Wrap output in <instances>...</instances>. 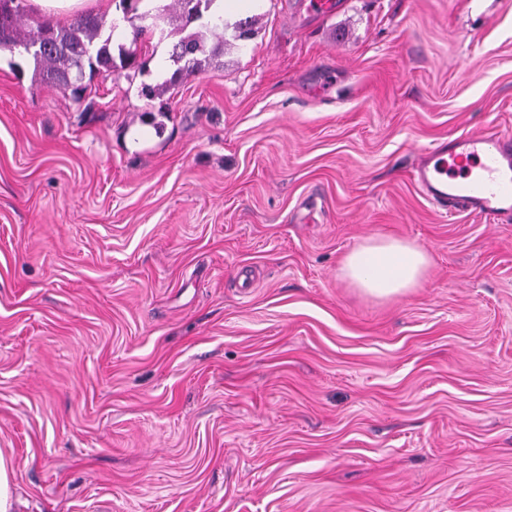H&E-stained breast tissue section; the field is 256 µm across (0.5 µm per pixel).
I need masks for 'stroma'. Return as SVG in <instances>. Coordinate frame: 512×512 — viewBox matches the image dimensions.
Here are the masks:
<instances>
[{"label":"stroma","mask_w":512,"mask_h":512,"mask_svg":"<svg viewBox=\"0 0 512 512\" xmlns=\"http://www.w3.org/2000/svg\"><path fill=\"white\" fill-rule=\"evenodd\" d=\"M260 0L161 96L0 52V455L23 512H512V221L413 172L512 133V0ZM423 245L400 297L340 279ZM426 248L398 238L369 237L343 258L339 276L352 288L377 299H391L417 288L426 278Z\"/></svg>","instance_id":"1"}]
</instances>
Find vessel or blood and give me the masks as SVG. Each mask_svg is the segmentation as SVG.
<instances>
[{
	"label": "vessel or blood",
	"instance_id": "obj_1",
	"mask_svg": "<svg viewBox=\"0 0 512 512\" xmlns=\"http://www.w3.org/2000/svg\"><path fill=\"white\" fill-rule=\"evenodd\" d=\"M415 176L432 203L452 211L469 208L492 218H512L511 135H461L450 157L427 153Z\"/></svg>",
	"mask_w": 512,
	"mask_h": 512
}]
</instances>
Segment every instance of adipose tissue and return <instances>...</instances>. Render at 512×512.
Returning a JSON list of instances; mask_svg holds the SVG:
<instances>
[{
  "instance_id": "obj_1",
  "label": "adipose tissue",
  "mask_w": 512,
  "mask_h": 512,
  "mask_svg": "<svg viewBox=\"0 0 512 512\" xmlns=\"http://www.w3.org/2000/svg\"><path fill=\"white\" fill-rule=\"evenodd\" d=\"M429 267L430 256L423 246L398 238L370 237L345 255L339 275L365 295L391 299L418 287Z\"/></svg>"
}]
</instances>
